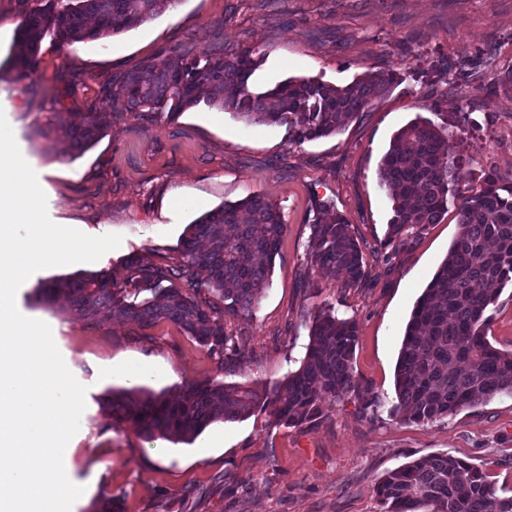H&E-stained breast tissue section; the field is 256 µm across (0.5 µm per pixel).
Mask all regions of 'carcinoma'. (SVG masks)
<instances>
[{"mask_svg":"<svg viewBox=\"0 0 512 512\" xmlns=\"http://www.w3.org/2000/svg\"><path fill=\"white\" fill-rule=\"evenodd\" d=\"M36 6L17 28L12 67L19 78L37 73L46 37L62 49L133 29L175 0H34ZM258 61L252 51L227 57L212 48L175 64L154 59L117 76L125 93L101 88L100 107L90 112L56 113L53 132L82 151L103 129L105 110L145 109L175 117L204 101L249 123L286 128L288 140L302 145L341 132L369 103L401 83L393 70L368 71L345 86L316 79H288L271 89L251 82ZM464 160L455 150V132L426 120L402 127L382 157L378 180L393 201L385 238L372 259L384 264L412 248L449 208L459 231L448 254L417 299L406 323L395 374L396 402L390 414L429 422L512 396V352L488 339L489 314L512 284V178L491 170L462 182ZM287 228L275 205L258 195L224 204L189 226L180 259L171 264L128 258L120 275L110 271L42 282L39 300L67 301L79 310L124 319L148 328L170 321L207 348L219 365L244 356L246 336L224 331V318L248 314L259 302L258 287L269 276ZM310 264L360 284L367 258L343 218L311 224ZM211 294L219 302L204 299ZM357 322L320 314L299 369L271 392L206 380L184 387L179 397L133 388L107 394L112 418L132 422L149 440L188 441L217 421L249 417L272 408L284 426L312 424L323 403L355 397L365 410L379 402L362 389L352 369ZM384 512H512V496L496 495L483 469L439 453L413 459L388 472L375 487Z\"/></svg>","mask_w":512,"mask_h":512,"instance_id":"1","label":"carcinoma"}]
</instances>
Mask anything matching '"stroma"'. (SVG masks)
<instances>
[{
  "label": "stroma",
  "instance_id": "1",
  "mask_svg": "<svg viewBox=\"0 0 512 512\" xmlns=\"http://www.w3.org/2000/svg\"><path fill=\"white\" fill-rule=\"evenodd\" d=\"M33 0H0V111L19 149L47 175L51 220L90 236L118 234L119 248L97 262L34 273L16 306L46 322L68 369L86 386L80 428L67 445L66 474L84 486L71 512L115 500L122 512H381L374 487L412 459L446 453L485 469L497 495L512 494V396L446 418L404 423L390 415L394 373L413 305L459 231L455 219L430 227L391 264L370 262L366 279L343 286L311 271V224L320 202L352 225L364 251L376 249L392 216L377 169L396 131L422 117L456 126L464 176L512 174V94L494 89V69L512 67V0H175L165 12L113 37L61 50L43 41L36 75L9 70L16 29ZM214 46L253 50L254 81L289 78L345 85L367 71L393 69L403 81L373 100L346 129L303 145L285 127L247 124L205 104L176 119L123 112L82 153L41 136L59 112L94 105L111 77L151 60ZM492 65L472 76L476 55ZM442 110H433L436 100ZM463 106L470 123L455 113ZM258 194L287 225L251 315L228 317L226 332L247 336L246 355L219 366L178 325L105 320L34 303L31 293L58 276L119 267L128 257L168 263L188 226L223 204ZM358 323L353 372L378 398L376 415L355 399L325 403L317 424L275 425L270 411L216 422L191 442L147 440L103 407L109 390L138 385L175 392L196 381L270 390L298 370L314 319L323 312ZM142 364L138 381L108 373L113 359Z\"/></svg>",
  "mask_w": 512,
  "mask_h": 512
}]
</instances>
